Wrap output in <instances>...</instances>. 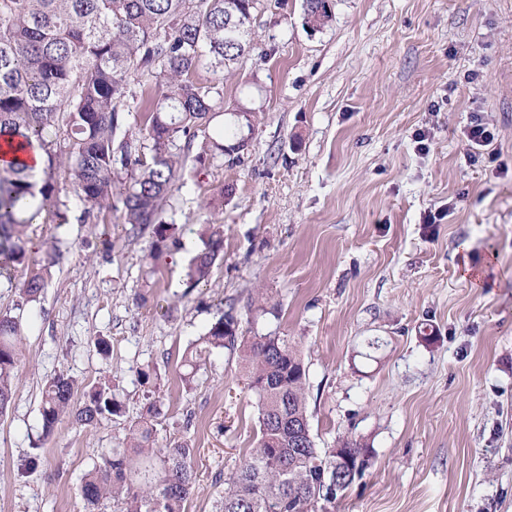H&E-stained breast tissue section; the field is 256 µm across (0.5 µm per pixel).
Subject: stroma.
I'll list each match as a JSON object with an SVG mask.
<instances>
[{"instance_id": "obj_1", "label": "stroma", "mask_w": 512, "mask_h": 512, "mask_svg": "<svg viewBox=\"0 0 512 512\" xmlns=\"http://www.w3.org/2000/svg\"><path fill=\"white\" fill-rule=\"evenodd\" d=\"M333 13L313 31L303 0H268L255 50L233 73L200 72L222 83L225 108L259 110L243 162L186 159L165 206L185 238L223 229L207 283L188 288L189 253L154 254L119 208L28 227L32 257L55 242L61 257L33 303L21 275L0 277V310L23 313L20 384L0 416V512H85L81 477L122 447L150 393L158 444L196 450L186 512H214L256 444L254 399L228 351L203 356L188 389L181 361L230 305L244 330L300 349L317 446L371 449L335 512H512V0H334ZM475 113L495 139L472 164L461 131ZM260 290L275 311L258 318ZM60 372L110 381L125 416L40 439L41 389Z\"/></svg>"}]
</instances>
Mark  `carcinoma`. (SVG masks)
I'll return each mask as SVG.
<instances>
[{
	"instance_id": "carcinoma-1",
	"label": "carcinoma",
	"mask_w": 512,
	"mask_h": 512,
	"mask_svg": "<svg viewBox=\"0 0 512 512\" xmlns=\"http://www.w3.org/2000/svg\"><path fill=\"white\" fill-rule=\"evenodd\" d=\"M262 0H0V143L12 159L0 165V277L19 272L22 295L35 302L61 255L52 245L29 263L25 230L43 220L68 223L67 198L83 220L122 205L133 230L152 228L155 252L179 227L164 220L163 203L200 140L199 167L241 161L256 112L238 108L231 122L209 133L224 115L223 90L195 78L200 69L230 71L254 48L253 19ZM334 14L326 0H304L305 24L322 30ZM153 78L130 86L133 74ZM140 113L138 132L125 113ZM40 152L41 173L29 158ZM187 277L205 283L224 251L220 229L200 234ZM21 317L0 312V415L14 401L20 361ZM237 355L253 393L260 438L244 464L224 480L215 512H334L371 465L366 445L342 438L316 446L308 415V371L300 351L277 332L247 336L228 306L200 344L183 355L185 385L194 382L204 353ZM80 400H75L76 395ZM109 382L88 386L60 372L47 380L40 405L42 436L63 420L92 425L122 416ZM160 401L132 422L123 448H104L82 477L78 494L88 508L112 502L114 512H185L195 482V449L185 442L156 445L153 421ZM351 462L341 470L336 461Z\"/></svg>"
}]
</instances>
